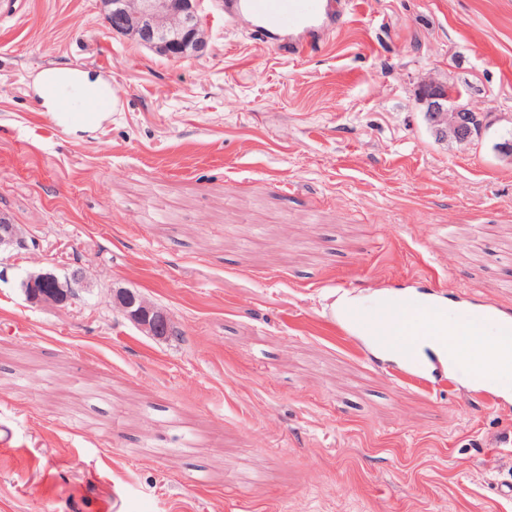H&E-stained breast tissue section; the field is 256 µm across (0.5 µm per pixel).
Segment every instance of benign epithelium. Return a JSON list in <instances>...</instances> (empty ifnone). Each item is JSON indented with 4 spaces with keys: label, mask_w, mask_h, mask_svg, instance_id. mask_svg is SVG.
Segmentation results:
<instances>
[{
    "label": "benign epithelium",
    "mask_w": 512,
    "mask_h": 512,
    "mask_svg": "<svg viewBox=\"0 0 512 512\" xmlns=\"http://www.w3.org/2000/svg\"><path fill=\"white\" fill-rule=\"evenodd\" d=\"M104 18L116 34L130 36L170 59H200L208 40L198 18L200 0H99ZM419 100L438 141L465 148L482 138L488 128L484 113L449 96L448 83L430 78L420 85ZM24 244L16 224L0 226V251ZM27 302L45 308L68 304L81 291H90L85 271L69 269L28 272L19 281ZM110 300L131 323L148 336L165 339L170 322L166 313L146 297L128 289L113 288Z\"/></svg>",
    "instance_id": "7a95c632"
}]
</instances>
